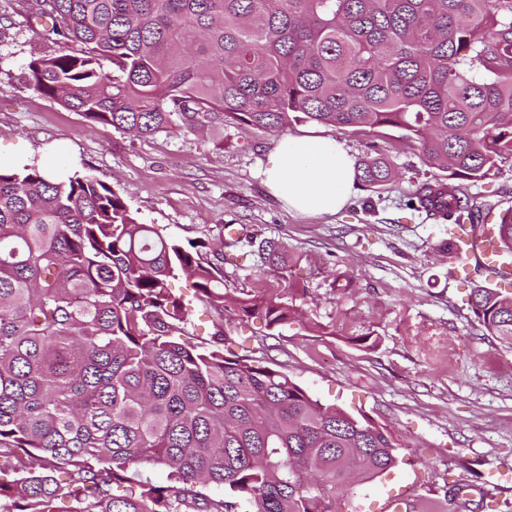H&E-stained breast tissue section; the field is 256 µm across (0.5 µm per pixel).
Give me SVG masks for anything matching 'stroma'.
I'll return each instance as SVG.
<instances>
[{
	"instance_id": "obj_1",
	"label": "stroma",
	"mask_w": 512,
	"mask_h": 512,
	"mask_svg": "<svg viewBox=\"0 0 512 512\" xmlns=\"http://www.w3.org/2000/svg\"><path fill=\"white\" fill-rule=\"evenodd\" d=\"M22 8H0V162L29 155L61 175L91 173L117 189L140 223L162 237L221 247L225 225L285 245L286 269L238 258L224 266L231 294L273 289L303 321L272 332L260 322L226 323L191 280L172 282L189 303L192 342L223 333L285 372L325 405L387 427L400 462L355 485L340 512H380L381 499L408 493L407 512H512V347L471 311L476 283L494 286L476 260L442 252L449 224L408 209L409 196L439 172L394 128L300 123L286 133L334 136L353 158L373 151L396 178L356 188L332 216L290 212L263 182L282 134L228 123L150 138L87 127L80 113L35 92L29 61L57 52ZM477 200L512 206V158L468 182ZM372 339L359 345L358 337Z\"/></svg>"
}]
</instances>
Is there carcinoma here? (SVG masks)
Returning <instances> with one entry per match:
<instances>
[{
  "mask_svg": "<svg viewBox=\"0 0 512 512\" xmlns=\"http://www.w3.org/2000/svg\"><path fill=\"white\" fill-rule=\"evenodd\" d=\"M53 43L31 86L91 128L151 137L226 123L395 128L446 173L409 206L460 228L491 204L461 186L512 157V0H28ZM356 178H395L376 154ZM272 267L284 247L247 235ZM498 248L512 258V223ZM203 242L138 222L111 185L0 165V483L8 512H338L398 466L397 439L325 406L283 371L185 340L170 283L194 278L225 320L303 323L271 291L224 292ZM479 323L512 346V292L475 286ZM169 481L153 483L147 468ZM222 489L209 495L204 487ZM76 509L63 510L65 503Z\"/></svg>",
  "mask_w": 512,
  "mask_h": 512,
  "instance_id": "cac0c4a2",
  "label": "carcinoma"
}]
</instances>
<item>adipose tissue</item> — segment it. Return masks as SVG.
Masks as SVG:
<instances>
[{"label":"adipose tissue","instance_id":"ef3b65f1","mask_svg":"<svg viewBox=\"0 0 512 512\" xmlns=\"http://www.w3.org/2000/svg\"><path fill=\"white\" fill-rule=\"evenodd\" d=\"M264 175L271 191L293 211L331 215L352 193L354 159L336 138L291 135L269 154Z\"/></svg>","mask_w":512,"mask_h":512}]
</instances>
